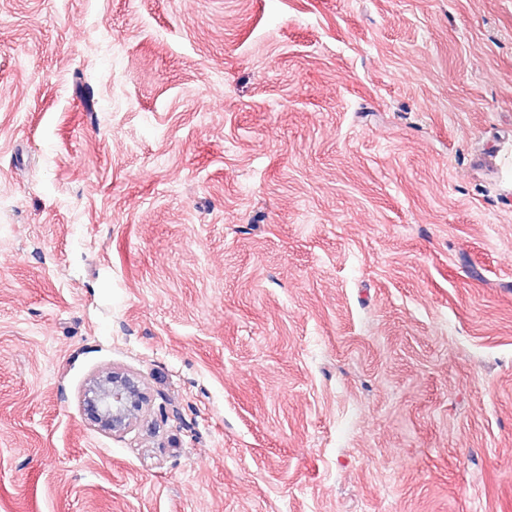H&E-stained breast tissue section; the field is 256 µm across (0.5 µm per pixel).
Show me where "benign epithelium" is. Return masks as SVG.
Returning a JSON list of instances; mask_svg holds the SVG:
<instances>
[{"instance_id": "7a95c632", "label": "benign epithelium", "mask_w": 512, "mask_h": 512, "mask_svg": "<svg viewBox=\"0 0 512 512\" xmlns=\"http://www.w3.org/2000/svg\"><path fill=\"white\" fill-rule=\"evenodd\" d=\"M147 403L140 382L121 372L94 377L83 395L87 419L104 433H122L136 422Z\"/></svg>"}]
</instances>
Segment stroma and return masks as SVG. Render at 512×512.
Masks as SVG:
<instances>
[{
  "mask_svg": "<svg viewBox=\"0 0 512 512\" xmlns=\"http://www.w3.org/2000/svg\"><path fill=\"white\" fill-rule=\"evenodd\" d=\"M0 512H512V0H0ZM147 403L140 382L121 372L94 377L83 395L87 419L104 433H122L136 422Z\"/></svg>",
  "mask_w": 512,
  "mask_h": 512,
  "instance_id": "obj_1",
  "label": "stroma"
}]
</instances>
